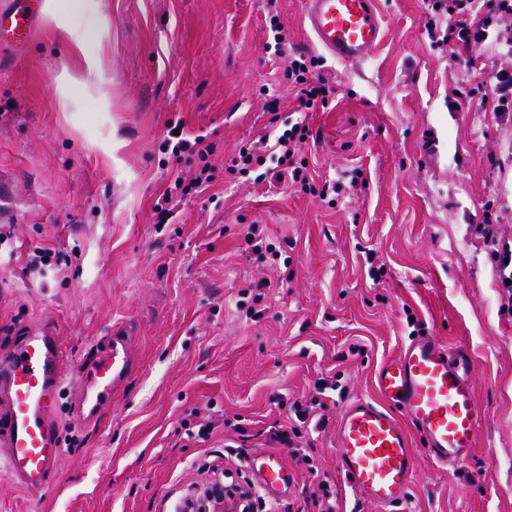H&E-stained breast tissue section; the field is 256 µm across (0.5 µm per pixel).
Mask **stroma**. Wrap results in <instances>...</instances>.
Instances as JSON below:
<instances>
[{"label":"stroma","instance_id":"stroma-1","mask_svg":"<svg viewBox=\"0 0 512 512\" xmlns=\"http://www.w3.org/2000/svg\"><path fill=\"white\" fill-rule=\"evenodd\" d=\"M266 2L43 0L25 53L0 46V225L14 227L0 353L42 318L75 370L127 320L140 358L95 425L63 427L46 494L0 472V512H166L216 454L265 452L294 476L288 504L325 475L336 512H351L340 412L374 397L375 368L417 336L469 359L485 422L461 465L420 458L403 504L365 512H512V296L496 247L512 241V105L483 100L512 72V15L481 0L466 20L489 38L463 55L431 40L426 0H376L383 42L356 64L326 60L337 90L311 111L267 46ZM273 117L306 121L302 159L315 188L338 184L332 201L232 170ZM176 122L211 145L213 179L173 197L160 224L158 200L199 166L163 153ZM248 224L271 252L246 244ZM38 247L67 265L30 277ZM261 278L256 302L245 289ZM297 405L326 427L269 443ZM188 423L209 425L208 440H189Z\"/></svg>","mask_w":512,"mask_h":512}]
</instances>
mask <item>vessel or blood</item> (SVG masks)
<instances>
[{"label": "vessel or blood", "mask_w": 512, "mask_h": 512, "mask_svg": "<svg viewBox=\"0 0 512 512\" xmlns=\"http://www.w3.org/2000/svg\"><path fill=\"white\" fill-rule=\"evenodd\" d=\"M38 0H12L0 10V43L27 45ZM304 24L315 45L343 63L365 59L383 38L375 0H308ZM132 323L113 324L91 367L79 371L77 396L68 417L58 413L67 384L68 358L54 329L26 325L0 355V470L30 495L45 492L58 473L63 425L95 421L135 370ZM376 399L347 404L336 426L339 468L361 501L380 507L402 504L412 486L419 456L455 466L478 440L483 417L475 405L467 359L451 354L430 336L405 344L398 356L374 372ZM420 436L412 443L406 428ZM265 494L281 499L293 481L272 454L248 461Z\"/></svg>", "instance_id": "obj_1"}]
</instances>
